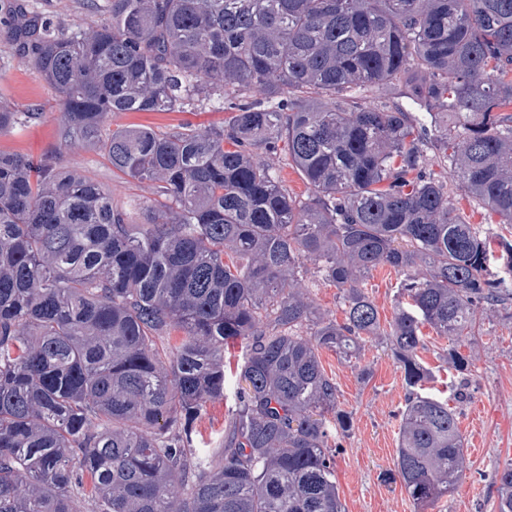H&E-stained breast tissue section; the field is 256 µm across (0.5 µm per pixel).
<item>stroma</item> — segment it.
<instances>
[{
  "mask_svg": "<svg viewBox=\"0 0 512 512\" xmlns=\"http://www.w3.org/2000/svg\"><path fill=\"white\" fill-rule=\"evenodd\" d=\"M27 2L60 29L89 28L105 19L97 0ZM0 102L18 111L33 109L41 114L24 128L1 133L0 152L49 158L59 167L79 170L110 191L114 204L126 210L133 222L142 221L154 191L113 170L99 151L58 152L61 126L56 96L39 73L22 63L4 32L0 33ZM224 119V113L196 103L172 112H122L114 115L112 125H146L169 132L185 125H220ZM448 190L467 223L490 235L512 238V224L501 223L497 214L472 200L460 182H449ZM399 281V274L388 267L377 268L366 280L365 291L378 308L381 325H388L394 317ZM299 291L319 312L343 319L338 288L322 281L315 271L304 275ZM423 335L419 356L430 372L427 386L431 392L447 397L451 384L460 377L469 380L467 400L455 406L464 438L465 470L456 489L425 512H495L492 479L497 470L512 463V311L479 312L471 335L455 341L428 328ZM453 348L466 357V373H458L449 360ZM319 357L337 386L341 409L352 418L346 434H334L328 440L345 512H418L400 483L387 478L395 468L406 387L385 342L378 337L366 343L362 362L369 365L371 373L364 381L354 365L335 352L323 349ZM234 405L230 396L207 403L196 423L195 447L218 453Z\"/></svg>",
  "mask_w": 512,
  "mask_h": 512,
  "instance_id": "35a3bbf8",
  "label": "stroma"
}]
</instances>
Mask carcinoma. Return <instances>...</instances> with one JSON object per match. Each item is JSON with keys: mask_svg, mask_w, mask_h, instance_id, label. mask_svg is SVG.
<instances>
[{"mask_svg": "<svg viewBox=\"0 0 512 512\" xmlns=\"http://www.w3.org/2000/svg\"><path fill=\"white\" fill-rule=\"evenodd\" d=\"M60 33L0 0L21 59L57 97L60 147L95 149L163 201L140 224L101 185L0 152V512H342L319 350L360 361L385 336L407 389L393 479L423 508L464 469L455 409L423 392L422 327L460 338L512 300V240L455 212L433 146L512 224V0H106ZM398 81L403 107L356 93ZM206 101L224 126L111 128L119 112ZM42 116L0 103V133ZM314 188L297 200L261 155ZM336 286L325 319L294 288ZM400 276L389 329L364 290ZM181 333L169 350L161 341ZM248 340L221 461L193 424L226 396L224 345ZM512 512V465L494 476ZM308 273L301 279L299 292L321 313L342 322L344 314L339 302V290L333 284L322 281L316 274V266L307 261Z\"/></svg>", "mask_w": 512, "mask_h": 512, "instance_id": "carcinoma-1", "label": "carcinoma"}]
</instances>
